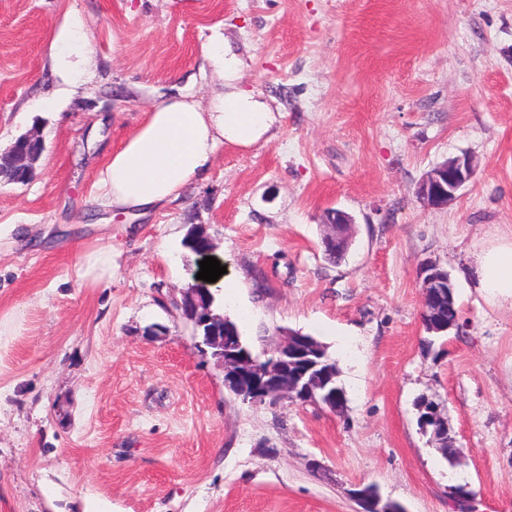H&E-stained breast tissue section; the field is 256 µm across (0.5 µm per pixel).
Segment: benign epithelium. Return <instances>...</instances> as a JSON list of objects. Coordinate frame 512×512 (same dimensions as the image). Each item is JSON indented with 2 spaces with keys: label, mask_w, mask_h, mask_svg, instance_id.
Segmentation results:
<instances>
[{
  "label": "benign epithelium",
  "mask_w": 512,
  "mask_h": 512,
  "mask_svg": "<svg viewBox=\"0 0 512 512\" xmlns=\"http://www.w3.org/2000/svg\"><path fill=\"white\" fill-rule=\"evenodd\" d=\"M42 144L39 137L26 134L17 139L6 153L0 154V171H9L27 176L34 173L36 157L31 151L34 145ZM477 166L469 154L452 157L428 171L419 182L416 195L427 208H443L458 198V193L474 180ZM353 218L337 210L329 221L332 232L325 236L327 243L343 252L349 239L339 232V225L351 224ZM420 288L424 299L423 325L435 333L448 331L447 325L438 318L437 303L443 293H454L449 275L433 262L421 265ZM184 305L192 314V321L199 327H207L202 343L214 348V355L224 364V386L233 394L246 396L253 402L278 399L288 396L303 403L324 405L331 410L338 408V391L334 377L320 370L321 351L306 336H289L273 350L272 362L262 366L235 350L236 336L231 328L220 332L213 326L224 322V317L213 313L211 306L204 304L197 278L183 291ZM419 422L432 428L433 437L440 444L448 445V419L439 414L438 405L432 401L419 404ZM353 498L360 507L359 512H404L399 506L385 502L378 491L365 486L353 491Z\"/></svg>",
  "instance_id": "benign-epithelium-1"
}]
</instances>
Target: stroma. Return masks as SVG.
<instances>
[{
  "instance_id": "1",
  "label": "stroma",
  "mask_w": 512,
  "mask_h": 512,
  "mask_svg": "<svg viewBox=\"0 0 512 512\" xmlns=\"http://www.w3.org/2000/svg\"><path fill=\"white\" fill-rule=\"evenodd\" d=\"M80 16L91 65L68 86L53 34ZM281 114L276 138L219 146L177 204L95 203L112 148L201 74L210 28ZM37 132L34 177L0 184V512H357L372 484L406 512H512V308L478 296L467 249L512 227V0H0V153ZM479 168L442 209L422 176ZM354 219L327 259V210ZM202 226L255 352L317 338L340 411L247 403L181 312ZM111 247L112 261L101 252ZM447 270L448 335L422 325L421 263ZM438 404L447 461L416 403Z\"/></svg>"
}]
</instances>
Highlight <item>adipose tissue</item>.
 Here are the masks:
<instances>
[{"label": "adipose tissue", "mask_w": 512, "mask_h": 512, "mask_svg": "<svg viewBox=\"0 0 512 512\" xmlns=\"http://www.w3.org/2000/svg\"><path fill=\"white\" fill-rule=\"evenodd\" d=\"M83 29L70 17L52 39L56 75L73 85L87 74L72 47ZM200 54L219 91L208 99L185 92L153 106L116 147L101 169L102 207L143 215L180 200L211 165L219 145L249 147L264 140L277 121L270 102L244 82L245 62L220 27H213ZM472 284L486 304L512 307V230L493 235L465 257Z\"/></svg>", "instance_id": "adipose-tissue-1"}]
</instances>
